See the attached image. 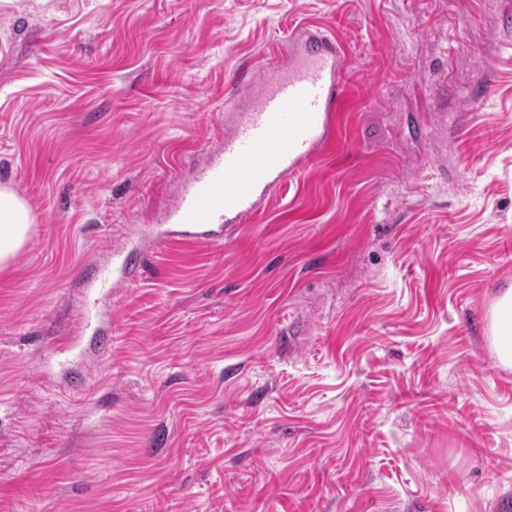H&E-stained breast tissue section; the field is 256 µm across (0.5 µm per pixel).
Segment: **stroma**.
<instances>
[{
    "label": "stroma",
    "mask_w": 512,
    "mask_h": 512,
    "mask_svg": "<svg viewBox=\"0 0 512 512\" xmlns=\"http://www.w3.org/2000/svg\"><path fill=\"white\" fill-rule=\"evenodd\" d=\"M503 0H0V512H512ZM346 50L332 148L155 242L265 59ZM141 247L105 293L90 269ZM0 270L5 269L28 239L33 216L15 191L0 187ZM488 334L500 363L512 368V285L503 288L489 307Z\"/></svg>",
    "instance_id": "1"
}]
</instances>
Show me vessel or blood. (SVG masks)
I'll return each mask as SVG.
<instances>
[{"label": "vessel or blood", "instance_id": "obj_1", "mask_svg": "<svg viewBox=\"0 0 512 512\" xmlns=\"http://www.w3.org/2000/svg\"><path fill=\"white\" fill-rule=\"evenodd\" d=\"M287 65L234 117L232 135L187 182L166 218L165 233L187 243L218 240L225 224L247 220L259 199L285 187L329 143L343 94L346 54L330 37L301 27ZM130 255L98 272L100 288H120L136 276Z\"/></svg>", "mask_w": 512, "mask_h": 512}]
</instances>
